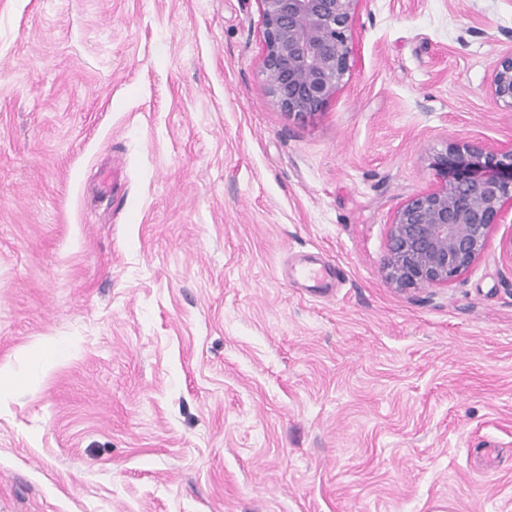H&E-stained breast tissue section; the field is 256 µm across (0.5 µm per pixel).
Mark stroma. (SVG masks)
I'll return each mask as SVG.
<instances>
[{"instance_id": "35a3bbf8", "label": "stroma", "mask_w": 512, "mask_h": 512, "mask_svg": "<svg viewBox=\"0 0 512 512\" xmlns=\"http://www.w3.org/2000/svg\"><path fill=\"white\" fill-rule=\"evenodd\" d=\"M352 39L297 117L257 0H0V512H512V223L448 286L383 271L430 155L512 141V0ZM488 90L496 105L512 111V52L501 57L494 65Z\"/></svg>"}]
</instances>
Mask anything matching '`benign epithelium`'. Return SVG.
<instances>
[{
	"mask_svg": "<svg viewBox=\"0 0 512 512\" xmlns=\"http://www.w3.org/2000/svg\"><path fill=\"white\" fill-rule=\"evenodd\" d=\"M258 2L270 96L290 114L321 111L353 67L352 23L361 0ZM489 95L512 110V53L494 65ZM429 167L436 187L406 199L391 219L384 271L398 288L454 282L512 214V142L455 140L430 156Z\"/></svg>",
	"mask_w": 512,
	"mask_h": 512,
	"instance_id": "1",
	"label": "benign epithelium"
}]
</instances>
